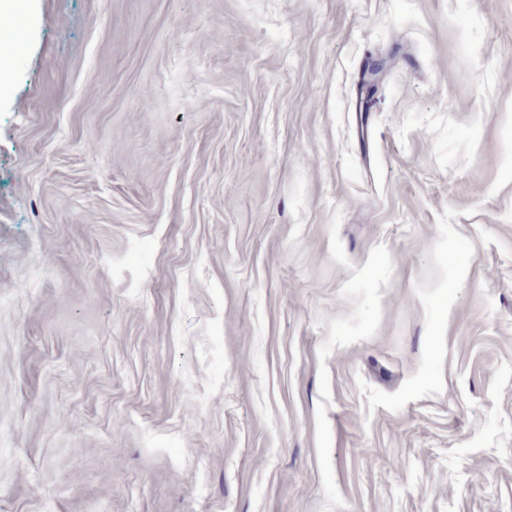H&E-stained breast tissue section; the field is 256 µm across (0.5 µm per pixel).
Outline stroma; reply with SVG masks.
<instances>
[{
  "mask_svg": "<svg viewBox=\"0 0 512 512\" xmlns=\"http://www.w3.org/2000/svg\"><path fill=\"white\" fill-rule=\"evenodd\" d=\"M1 44L0 512H512V0Z\"/></svg>",
  "mask_w": 512,
  "mask_h": 512,
  "instance_id": "35a3bbf8",
  "label": "stroma"
}]
</instances>
